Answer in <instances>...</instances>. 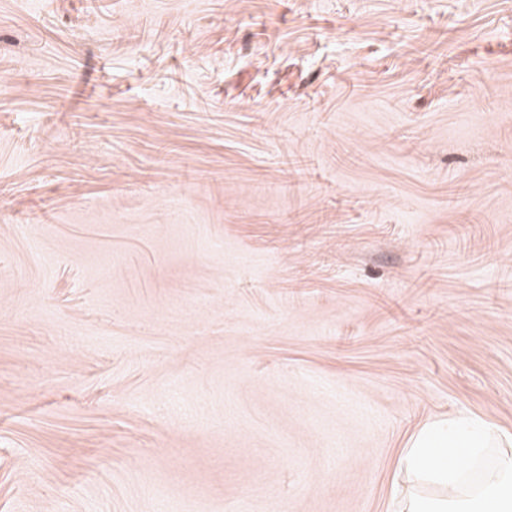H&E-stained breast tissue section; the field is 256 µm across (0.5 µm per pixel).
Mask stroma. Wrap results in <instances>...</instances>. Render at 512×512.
I'll use <instances>...</instances> for the list:
<instances>
[{"label": "stroma", "instance_id": "1", "mask_svg": "<svg viewBox=\"0 0 512 512\" xmlns=\"http://www.w3.org/2000/svg\"><path fill=\"white\" fill-rule=\"evenodd\" d=\"M512 434V0H0V512H394ZM484 437L483 426L472 420L461 421L452 427L433 421L412 436L400 453L397 467L448 485V496L414 499L407 505L408 512H511L512 456L501 458L499 472L487 480L479 494L460 498L455 491L459 473L451 460L477 454Z\"/></svg>", "mask_w": 512, "mask_h": 512}]
</instances>
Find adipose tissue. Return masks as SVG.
Segmentation results:
<instances>
[{
	"label": "adipose tissue",
	"instance_id": "1",
	"mask_svg": "<svg viewBox=\"0 0 512 512\" xmlns=\"http://www.w3.org/2000/svg\"><path fill=\"white\" fill-rule=\"evenodd\" d=\"M485 437L483 426L466 420L447 426L433 421L409 440L398 458V467L427 475L433 482L448 486L447 496L408 505L409 512H512V456L502 457L499 471L484 484L479 494L462 498L455 491L457 470L451 461L478 453Z\"/></svg>",
	"mask_w": 512,
	"mask_h": 512
}]
</instances>
